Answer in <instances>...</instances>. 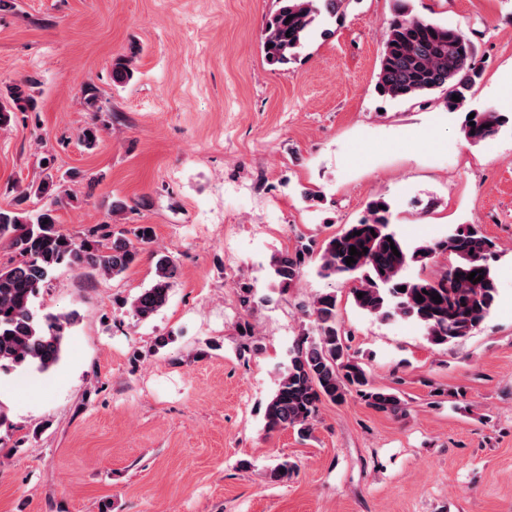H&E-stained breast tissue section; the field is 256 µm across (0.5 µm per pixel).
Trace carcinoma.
Segmentation results:
<instances>
[{"label": "carcinoma", "mask_w": 512, "mask_h": 512, "mask_svg": "<svg viewBox=\"0 0 512 512\" xmlns=\"http://www.w3.org/2000/svg\"><path fill=\"white\" fill-rule=\"evenodd\" d=\"M351 2L276 0L277 8L267 16L262 30L266 61L277 66L295 59L318 22L327 17L343 18ZM463 37L459 28L407 12L398 14L385 33L375 89L390 100H415L441 92L444 108L463 115L464 139L476 146L495 137L512 118L491 107L478 110L471 106L470 91L482 70L476 65V53L460 52L458 42ZM131 63L127 57L113 60L115 82L122 84L132 78ZM34 84L33 79L15 83L0 96V129L8 127L16 113L34 108L30 92ZM454 95L459 101L452 100ZM471 121L475 126L469 125ZM45 160V175L16 189L9 207H0V243L16 257L0 268V370L47 372L61 361L67 330L75 318L71 314H42L35 307L41 287L56 268H88L110 280L135 266L154 241L153 227L148 224L129 230L98 224L83 239L62 230L57 212L69 194L52 173L54 157L49 155ZM34 200L41 206L30 207ZM389 214L390 204L384 198L371 200L367 216L322 243L318 274L352 282L351 294L359 310L384 322L413 321L434 346L470 335L496 302L497 284L490 264L496 244L475 225L458 224L440 240L410 247L391 230ZM352 246L359 254L354 256L355 263L348 265L345 258ZM393 246L399 255H394ZM444 253L454 262L439 275H406L411 265L426 266ZM312 254V246L301 242L293 251L272 257V278L279 292L297 284ZM155 257L153 284L130 302V312L138 322L152 319L167 304L179 277V267L170 255L157 251ZM472 272L482 276L481 281L468 280ZM402 286L406 291H399ZM436 295L441 301L434 300ZM239 298L247 308L269 301L247 284L240 288ZM336 307V295L331 292L317 295L307 305L314 317V330L294 342L288 361L279 369L276 389L264 410L268 431L292 429L307 437L314 430L320 403H341L352 394L377 411L402 410L400 396L375 386L370 374L349 353ZM295 471V463L282 460L265 472V478L282 483Z\"/></svg>", "instance_id": "1"}]
</instances>
